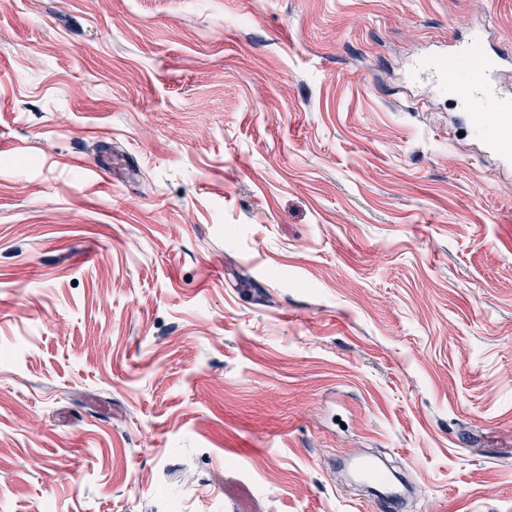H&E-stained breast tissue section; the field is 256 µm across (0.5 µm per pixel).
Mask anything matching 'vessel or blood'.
I'll list each match as a JSON object with an SVG mask.
<instances>
[{
  "mask_svg": "<svg viewBox=\"0 0 512 512\" xmlns=\"http://www.w3.org/2000/svg\"><path fill=\"white\" fill-rule=\"evenodd\" d=\"M503 61V56L485 51L483 33L476 30L456 46L449 60H428L421 68L441 90L452 92L475 129H488L487 139L498 154L512 158V98L500 95L492 82ZM350 461L361 476L388 490L390 508L397 512L399 497L390 493L388 476L366 457L354 455Z\"/></svg>",
  "mask_w": 512,
  "mask_h": 512,
  "instance_id": "b4317fda",
  "label": "vessel or blood"
}]
</instances>
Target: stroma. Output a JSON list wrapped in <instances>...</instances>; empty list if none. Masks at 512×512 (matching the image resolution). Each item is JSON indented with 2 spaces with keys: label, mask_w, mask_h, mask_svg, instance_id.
Segmentation results:
<instances>
[{
  "label": "stroma",
  "mask_w": 512,
  "mask_h": 512,
  "mask_svg": "<svg viewBox=\"0 0 512 512\" xmlns=\"http://www.w3.org/2000/svg\"><path fill=\"white\" fill-rule=\"evenodd\" d=\"M481 25L0 0V512H512V168L410 71ZM358 473L376 483L380 488L389 490L390 482L388 476L381 471L370 459L364 456H351L349 458Z\"/></svg>",
  "instance_id": "obj_1"
}]
</instances>
